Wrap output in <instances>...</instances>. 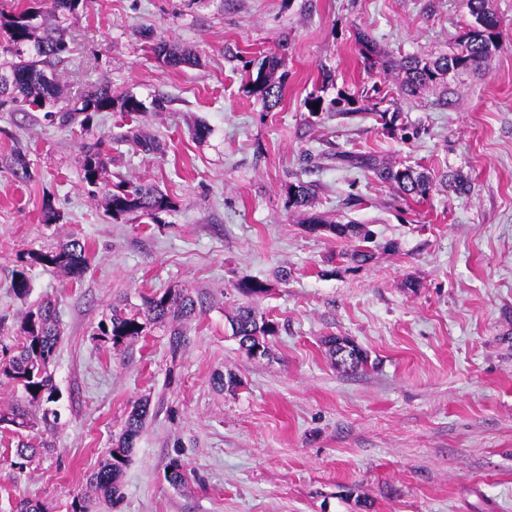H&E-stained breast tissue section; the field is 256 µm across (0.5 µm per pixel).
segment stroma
Returning <instances> with one entry per match:
<instances>
[{"label":"stroma","instance_id":"obj_1","mask_svg":"<svg viewBox=\"0 0 512 512\" xmlns=\"http://www.w3.org/2000/svg\"><path fill=\"white\" fill-rule=\"evenodd\" d=\"M489 4L502 47L482 70L449 73L444 98L402 96L400 75L379 78L356 36L384 59L433 57L463 32L465 0H90L65 21L60 104L108 84L147 108L102 112L84 129L0 97V340L54 300L62 421L53 452L23 471L9 462L18 436L0 428V512L23 497L71 512L144 399L122 494L96 512H512V0ZM160 40L191 49L194 64L157 60L146 46ZM271 54L284 94L269 110L249 81ZM376 83L383 122L361 98ZM89 133L112 149L107 180L155 184L174 210L108 216L82 180ZM341 152L458 174L471 190L406 198ZM298 181L315 189L303 212L288 207ZM311 215L367 225L372 259L352 262L353 241L308 231ZM73 237L91 253L80 279L34 265L28 298L11 294L19 254ZM244 278L268 292L242 296ZM167 288L203 304L178 355L159 329L121 352L95 338L115 298ZM245 302L279 325L268 356L232 336L228 317ZM331 335L364 349L367 368L336 369ZM227 370L236 392L214 384ZM173 459L184 485L166 479Z\"/></svg>","mask_w":512,"mask_h":512}]
</instances>
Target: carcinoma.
<instances>
[{
  "instance_id": "obj_1",
  "label": "carcinoma",
  "mask_w": 512,
  "mask_h": 512,
  "mask_svg": "<svg viewBox=\"0 0 512 512\" xmlns=\"http://www.w3.org/2000/svg\"><path fill=\"white\" fill-rule=\"evenodd\" d=\"M90 0H50V9L63 16L75 15L88 6ZM472 21L459 38L451 53L437 57L407 56L400 60L385 62L384 71L397 70L402 73L401 90L414 95L421 89L439 85L441 94L448 93L444 79L448 73L458 70H479L491 56L501 48L499 21L489 8V0H466ZM41 16L38 8L30 6L11 16L5 25V52L12 57L9 73L13 77L11 88L0 87V94L11 91L15 98L42 109L55 104V81L45 70V64L52 60L63 61L71 53L64 29L60 27L44 30L41 37L33 38L35 20ZM151 51L168 65L177 68L191 64V55L175 45L159 42ZM280 65L279 59L265 57L252 81L250 92L261 96L264 105L273 109L282 100L281 82L274 74ZM119 109L126 113L140 112L144 103L132 95L118 96L109 86L95 87L88 91L80 106H65L54 111V118L63 126L80 123L79 115L92 112H111ZM343 160L356 162L374 178L387 183L406 196L425 197L432 190V176L412 168H398L374 155L343 156ZM112 165L110 157L102 149L99 139L84 143L82 162L83 179L88 186L104 190L106 211L117 219L133 213L156 219L158 214L171 211L174 202L168 194L149 184L117 183L102 184L103 175ZM288 207L299 210L307 207L315 195L312 185L291 183L286 188ZM308 229L311 232L324 230L340 238L369 240V231L358 224H323L312 218ZM89 251L86 244L72 239L56 247L30 252L20 260L27 264H38L60 269L74 278H81L89 264ZM14 296L20 300L28 297L29 279L24 271L16 270L11 280ZM238 291L245 297L264 294L268 285L257 279H243L238 283ZM198 301L186 289H168L159 294L142 298V304L133 305L128 300L112 304L109 313L98 323L97 336L112 344L120 351L129 344L146 336L154 326L168 328L169 351L177 355L184 343L183 323L196 316ZM232 335L250 346H260L269 351L266 337L278 332V324L251 306H240L229 318ZM20 341L8 345L0 342V381L13 385L22 393V400L0 409V425H10L17 433L24 431L41 434L51 433L60 426V415L47 404L56 402V386L51 371L61 331L56 317L55 303L47 298L31 308L19 326ZM338 337L331 336L325 344L337 368L346 373L355 372L367 364L368 357L359 347L351 348L347 357L338 355ZM149 414V404L141 401L132 406L124 429L117 442L100 460L97 470L89 480L90 494L77 496L71 503L72 512H91L92 503L103 499L112 501L121 495V476L130 461ZM51 451L46 441L34 444L19 441L10 466L22 470L30 466L36 458Z\"/></svg>"
}]
</instances>
